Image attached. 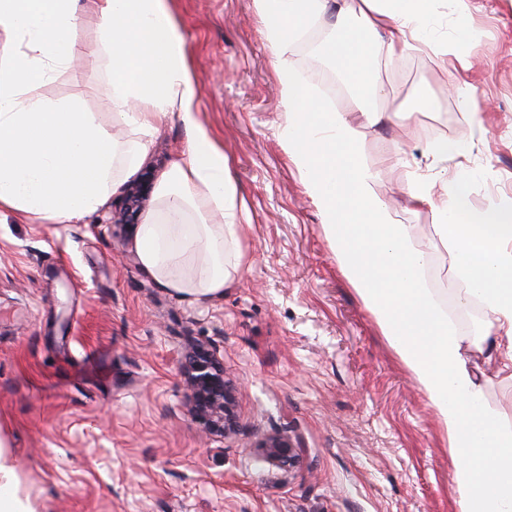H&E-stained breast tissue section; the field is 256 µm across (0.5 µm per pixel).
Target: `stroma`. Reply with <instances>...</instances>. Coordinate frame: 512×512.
<instances>
[{
	"mask_svg": "<svg viewBox=\"0 0 512 512\" xmlns=\"http://www.w3.org/2000/svg\"><path fill=\"white\" fill-rule=\"evenodd\" d=\"M197 111L230 160L251 224L244 270L223 295L194 300L147 276L137 225L112 223L129 185L157 186L184 157L188 133L163 122L147 156L119 177L106 203L48 224L0 216V443L33 512H459L438 418L338 268L319 209L280 136L276 59L254 0H172ZM478 12L438 0V37L476 29L470 72L482 108L460 111L461 77L428 51H407L375 75L371 106L385 129L360 121L350 96L336 111L357 119L363 158L381 174L375 194L395 223L430 226V210L402 195L428 170L433 138L461 142L473 210L512 196V0ZM82 52L43 86L80 97L110 123L109 88L87 51L93 18L76 32ZM416 246L428 281L453 313L457 283L431 236ZM456 327L471 347L488 404L512 426V376L475 352L484 325ZM216 346L233 382L237 428L205 434L184 364L191 346ZM283 432L299 445L290 469L272 467L256 441Z\"/></svg>",
	"mask_w": 512,
	"mask_h": 512,
	"instance_id": "35a3bbf8",
	"label": "stroma"
}]
</instances>
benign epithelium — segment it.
Listing matches in <instances>:
<instances>
[{
    "instance_id": "obj_1",
    "label": "benign epithelium",
    "mask_w": 512,
    "mask_h": 512,
    "mask_svg": "<svg viewBox=\"0 0 512 512\" xmlns=\"http://www.w3.org/2000/svg\"><path fill=\"white\" fill-rule=\"evenodd\" d=\"M148 196V186L138 184L127 195L123 218L115 223H133L134 213L141 200ZM214 346H198L188 356L186 369L190 398L199 418L207 421L208 430L225 435L235 430L230 409V385L224 379V363ZM255 447L262 451L267 462L283 468L293 467L298 459L299 446L280 433L267 435Z\"/></svg>"
}]
</instances>
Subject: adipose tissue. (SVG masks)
Returning <instances> with one entry per match:
<instances>
[{"label":"adipose tissue","instance_id":"adipose-tissue-1","mask_svg":"<svg viewBox=\"0 0 512 512\" xmlns=\"http://www.w3.org/2000/svg\"><path fill=\"white\" fill-rule=\"evenodd\" d=\"M276 58L284 123L281 138L317 204L333 257L408 368L448 438L460 512H512V427L486 401L464 340L430 288L428 255L416 228L392 220L363 160L359 134L343 113L303 87L290 58L295 32L310 19L331 20L325 46L352 97L379 92L372 80L408 50L429 48L470 70L467 32L432 39L435 0H254ZM96 18L91 51L107 79L111 116L136 139L115 138L79 99L51 100L40 89L77 51L74 31ZM0 31L13 44L0 58V213L61 223L95 211L118 170L133 172L159 124L178 118L189 132L187 159L158 189L159 208L140 224L135 251L162 287L195 299L223 293L246 264L250 226L222 148L196 111L199 87L170 0H0ZM434 183L418 175L407 195L430 209L432 236L446 254L461 305L486 315L479 351L512 371V197L489 199L471 214L470 183L454 175Z\"/></svg>","mask_w":512,"mask_h":512}]
</instances>
